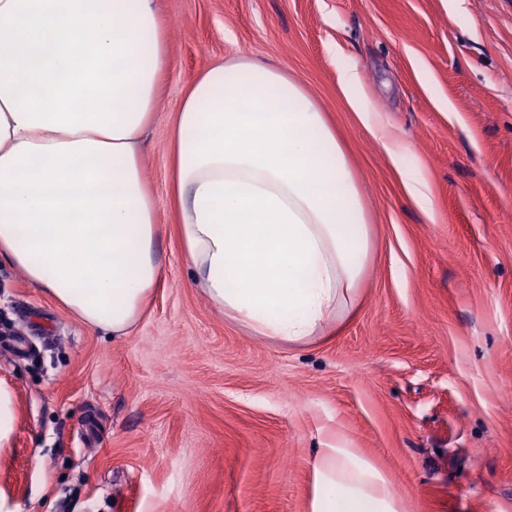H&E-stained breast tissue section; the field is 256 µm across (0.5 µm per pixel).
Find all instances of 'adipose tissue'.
<instances>
[{"mask_svg":"<svg viewBox=\"0 0 512 512\" xmlns=\"http://www.w3.org/2000/svg\"><path fill=\"white\" fill-rule=\"evenodd\" d=\"M154 0H0V259L120 338L162 265L138 145L167 56ZM352 112L425 214L429 182L339 67ZM172 193L192 277L225 316L303 343L352 313L370 248L355 175L325 116L277 66L202 69L172 127ZM310 512H402L356 449H320Z\"/></svg>","mask_w":512,"mask_h":512,"instance_id":"ef3b65f1","label":"adipose tissue"}]
</instances>
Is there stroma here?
Instances as JSON below:
<instances>
[{
  "mask_svg": "<svg viewBox=\"0 0 512 512\" xmlns=\"http://www.w3.org/2000/svg\"><path fill=\"white\" fill-rule=\"evenodd\" d=\"M169 65L141 144L163 268L122 339L0 262V512H309L319 449H360L404 512H512V0H155ZM296 77L344 144L370 234L358 306L288 344L192 279L168 196L182 96L213 61ZM410 147L426 215L351 112ZM452 111H445L444 103ZM38 349H11L17 331ZM338 84L350 110L355 112L361 125L387 152L401 174L408 196L422 212L432 215L434 204L429 182L407 163V147L379 123L375 113L368 107L356 68L349 64H341ZM14 424V414L11 407V396L8 391L0 388V446L7 441Z\"/></svg>",
  "mask_w": 512,
  "mask_h": 512,
  "instance_id": "obj_1",
  "label": "stroma"
}]
</instances>
